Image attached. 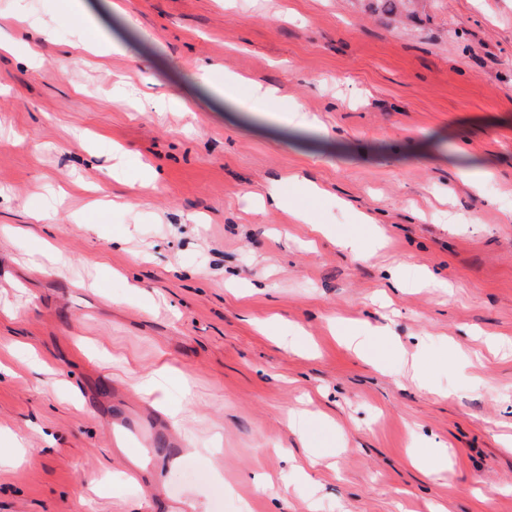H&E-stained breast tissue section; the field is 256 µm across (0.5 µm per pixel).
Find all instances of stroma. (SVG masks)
Listing matches in <instances>:
<instances>
[{
  "label": "stroma",
  "instance_id": "1",
  "mask_svg": "<svg viewBox=\"0 0 512 512\" xmlns=\"http://www.w3.org/2000/svg\"><path fill=\"white\" fill-rule=\"evenodd\" d=\"M113 1L81 0L126 48L98 57L71 48L70 0H0V36L17 17L55 29L0 50V452L28 457L0 468V512H512V0H413L408 17ZM228 73L244 82L227 100ZM254 82L282 88L276 118ZM486 170L480 190L463 180ZM273 181L339 231L374 213L381 256L260 210ZM398 263L446 285L391 292ZM132 281L159 304H129ZM271 318L308 348L259 331ZM335 318L388 325L402 360L365 363ZM161 358L192 382L182 431L134 391ZM308 407L330 424L304 443L288 412ZM422 438L448 448L432 476L409 462Z\"/></svg>",
  "mask_w": 512,
  "mask_h": 512
}]
</instances>
